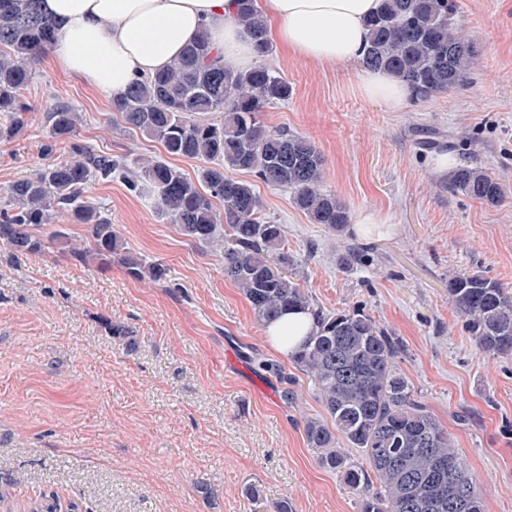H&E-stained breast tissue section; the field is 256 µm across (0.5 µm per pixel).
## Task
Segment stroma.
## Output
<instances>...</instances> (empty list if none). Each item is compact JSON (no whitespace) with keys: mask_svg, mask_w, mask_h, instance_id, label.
<instances>
[{"mask_svg":"<svg viewBox=\"0 0 512 512\" xmlns=\"http://www.w3.org/2000/svg\"><path fill=\"white\" fill-rule=\"evenodd\" d=\"M476 64L461 88L410 98L399 112L352 87L360 61L322 66L272 54L292 86L264 109L272 131L310 139L324 187L371 233L335 234L256 183L263 214L282 224L299 275L325 309H357L399 336L396 366L447 427L485 485L487 512H512V356L477 350L448 301V276L472 269L512 286V0H454ZM28 125L0 142V199L44 162L46 113L81 114L77 139L96 151L153 159L157 141L123 128L112 102L45 53L24 93ZM451 141L453 166L499 179L491 207L448 190L423 138ZM90 201L128 252L163 264L173 287L51 252L17 258L0 245V494L26 512L47 490L80 512H358L342 477L307 446L301 419L323 408L304 374L287 406L258 359L271 348L214 249L190 242L158 212L151 189L93 182ZM361 260L342 264L348 248ZM130 337L112 335L109 324Z\"/></svg>","mask_w":512,"mask_h":512,"instance_id":"1","label":"stroma"}]
</instances>
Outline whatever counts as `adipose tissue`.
I'll return each mask as SVG.
<instances>
[{"instance_id":"obj_1","label":"adipose tissue","mask_w":512,"mask_h":512,"mask_svg":"<svg viewBox=\"0 0 512 512\" xmlns=\"http://www.w3.org/2000/svg\"><path fill=\"white\" fill-rule=\"evenodd\" d=\"M380 0H267L269 37L290 57L322 64L360 58L364 22ZM42 12L59 26L60 66L81 75L107 98L123 95L140 78L169 68L200 34L235 67L253 66L249 37L235 20L236 0H41ZM352 84L365 99L394 112L407 104V84L362 69ZM313 329L310 317L293 311L266 325L279 351L297 346Z\"/></svg>"}]
</instances>
